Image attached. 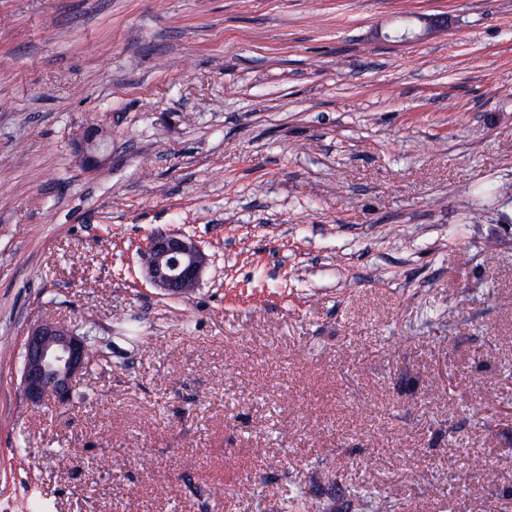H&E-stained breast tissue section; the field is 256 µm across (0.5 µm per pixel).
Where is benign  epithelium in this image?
Listing matches in <instances>:
<instances>
[{
  "mask_svg": "<svg viewBox=\"0 0 512 512\" xmlns=\"http://www.w3.org/2000/svg\"><path fill=\"white\" fill-rule=\"evenodd\" d=\"M105 142L102 128L88 126L80 142L83 162L100 167L110 160L111 154L102 150ZM139 259L149 283L170 298L191 294L209 261L197 240L181 232L151 236ZM23 349L21 388L32 401L48 393H69L76 378L89 368L86 339L53 321L42 320L31 327Z\"/></svg>",
  "mask_w": 512,
  "mask_h": 512,
  "instance_id": "1",
  "label": "benign epithelium"
}]
</instances>
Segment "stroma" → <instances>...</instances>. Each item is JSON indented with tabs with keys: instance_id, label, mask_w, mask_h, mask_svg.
Instances as JSON below:
<instances>
[{
	"instance_id": "stroma-1",
	"label": "stroma",
	"mask_w": 512,
	"mask_h": 512,
	"mask_svg": "<svg viewBox=\"0 0 512 512\" xmlns=\"http://www.w3.org/2000/svg\"><path fill=\"white\" fill-rule=\"evenodd\" d=\"M45 317L100 355L63 404ZM316 471L512 512V0H0V512H306ZM105 142L106 135L102 128L95 125L88 126L80 142L83 162L92 167H100L110 160L112 154L108 153V150H102ZM139 259L149 283L170 298L190 295L209 261L197 240L181 232L151 236ZM21 388L32 401L69 393L89 368L87 341L65 327L42 320L28 330L23 346Z\"/></svg>"
}]
</instances>
